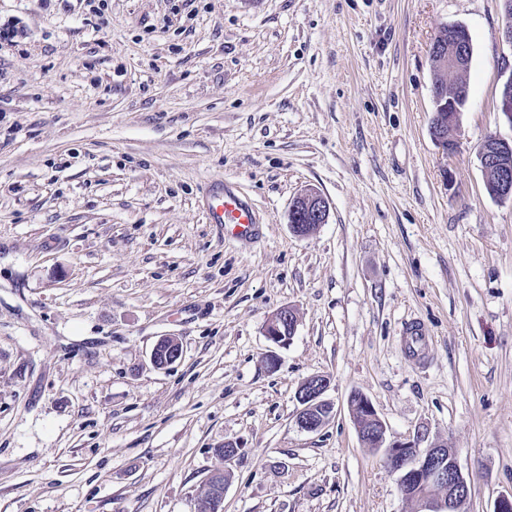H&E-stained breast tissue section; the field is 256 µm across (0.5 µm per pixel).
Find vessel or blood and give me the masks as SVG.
I'll return each instance as SVG.
<instances>
[{"instance_id":"1","label":"vessel or blood","mask_w":512,"mask_h":512,"mask_svg":"<svg viewBox=\"0 0 512 512\" xmlns=\"http://www.w3.org/2000/svg\"><path fill=\"white\" fill-rule=\"evenodd\" d=\"M203 208L209 223L231 226L237 238L251 239L258 233V219L252 205L230 183L212 185L203 200Z\"/></svg>"}]
</instances>
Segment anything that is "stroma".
Masks as SVG:
<instances>
[{"mask_svg": "<svg viewBox=\"0 0 512 512\" xmlns=\"http://www.w3.org/2000/svg\"><path fill=\"white\" fill-rule=\"evenodd\" d=\"M1 21L24 35L0 45V512H194L218 467L223 512H415L354 391L390 439L451 448L463 512L512 494V199L478 159L512 141L500 0H0ZM452 24L473 56L449 155L430 46ZM215 180L257 239L206 222ZM307 188L328 218L298 237ZM165 335L183 356L159 369ZM315 374L335 411L309 433ZM432 119L431 133L434 140L447 152H453L457 149L456 142V128L449 127L448 122L445 121L444 114H440L437 110H434ZM448 142L450 144H448ZM328 202L323 195L315 189H307L300 193L292 203L289 218L296 221L305 216L312 224H290L294 235L304 237L319 224H325L328 217ZM297 317L293 309L283 307L268 317L264 335L275 345H285L295 333ZM330 381L322 375L308 377L297 391L300 408L295 423L307 432H317L329 421L333 414V404L325 398Z\"/></svg>", "mask_w": 512, "mask_h": 512, "instance_id": "35a3bbf8", "label": "stroma"}]
</instances>
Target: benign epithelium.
Masks as SVG:
<instances>
[{
    "label": "benign epithelium",
    "mask_w": 512,
    "mask_h": 512,
    "mask_svg": "<svg viewBox=\"0 0 512 512\" xmlns=\"http://www.w3.org/2000/svg\"><path fill=\"white\" fill-rule=\"evenodd\" d=\"M431 52L436 57L434 66L440 71L458 68L469 62L473 48L471 42L459 38L444 41L435 36ZM501 111L512 120V74L500 91ZM431 133L434 140L446 151L457 149L456 128L448 127L444 115H433ZM328 202L323 195L308 189L300 193L292 203L289 218L294 235L304 237L328 217ZM297 317L293 309L283 307L268 317L264 335L275 345H285L295 333ZM183 348L177 337L166 335L153 347L150 360L158 368L174 364L181 358ZM330 381L322 375L308 377L297 391L300 408L295 423L307 432H317L333 414V404L325 398ZM348 406L357 434L368 448L381 451L390 470L397 474L398 485L404 497L415 501L419 512H458V505L469 497L470 483L462 473L455 454L444 444L430 445L424 449L411 441L387 440V428L370 399L360 393H352ZM212 473L208 483L213 485L210 499L197 501L196 512H222L224 491Z\"/></svg>",
    "instance_id": "obj_1"
}]
</instances>
